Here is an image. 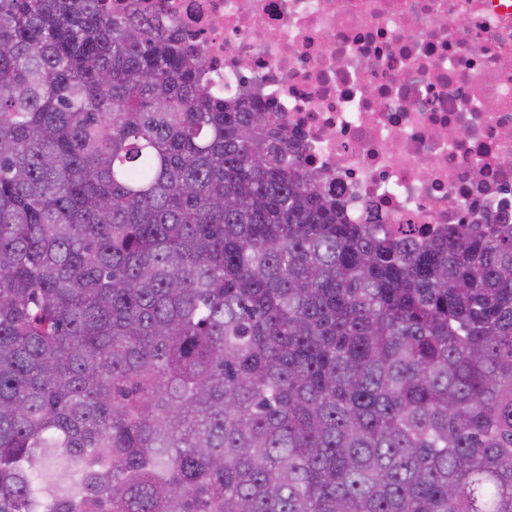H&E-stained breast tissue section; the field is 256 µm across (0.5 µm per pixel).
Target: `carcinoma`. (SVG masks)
Listing matches in <instances>:
<instances>
[{
	"label": "carcinoma",
	"instance_id": "carcinoma-1",
	"mask_svg": "<svg viewBox=\"0 0 512 512\" xmlns=\"http://www.w3.org/2000/svg\"><path fill=\"white\" fill-rule=\"evenodd\" d=\"M101 0H0V512H512V227L350 224Z\"/></svg>",
	"mask_w": 512,
	"mask_h": 512
}]
</instances>
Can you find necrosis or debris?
Here are the masks:
<instances>
[{"label": "necrosis or debris", "instance_id": "necrosis-or-debris-1", "mask_svg": "<svg viewBox=\"0 0 512 512\" xmlns=\"http://www.w3.org/2000/svg\"><path fill=\"white\" fill-rule=\"evenodd\" d=\"M103 4L159 21L216 95L252 84L351 223L512 224V14L488 0Z\"/></svg>", "mask_w": 512, "mask_h": 512}]
</instances>
